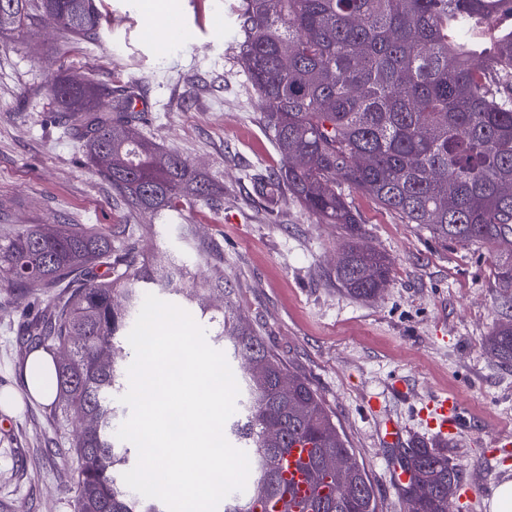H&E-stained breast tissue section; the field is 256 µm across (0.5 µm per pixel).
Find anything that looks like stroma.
<instances>
[{
	"label": "stroma",
	"mask_w": 512,
	"mask_h": 512,
	"mask_svg": "<svg viewBox=\"0 0 512 512\" xmlns=\"http://www.w3.org/2000/svg\"><path fill=\"white\" fill-rule=\"evenodd\" d=\"M232 2L167 0L156 15L147 0H100L117 21L97 37L71 43L43 22L0 36V239L34 224L92 225L140 256L167 252L204 271L220 254L236 310L333 412L378 512H405L386 420L402 426L404 441L426 437L422 403L448 392L463 408L465 430L448 442L462 481L512 480V452L494 449L512 437V368L485 348L493 326L512 316V290L495 281V248L438 242L352 191L362 243L388 258L391 283L368 302L341 291L333 271L344 229L317 223L290 196L271 208L254 193V177L279 157L238 65ZM56 77L134 94L146 106L135 133L204 174L218 190L213 205L129 225L49 92ZM55 295L36 283L0 288V390L23 403L0 409V512H74L78 428L33 400L22 380L33 350L25 326Z\"/></svg>",
	"instance_id": "35a3bbf8"
}]
</instances>
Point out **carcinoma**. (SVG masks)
<instances>
[{"label": "carcinoma", "mask_w": 512, "mask_h": 512, "mask_svg": "<svg viewBox=\"0 0 512 512\" xmlns=\"http://www.w3.org/2000/svg\"><path fill=\"white\" fill-rule=\"evenodd\" d=\"M236 11L237 60L280 158L271 176L254 178V191L273 199L286 190L319 222L345 230L339 287L373 300L390 284L386 256L361 248L362 219L345 184L437 240L494 245L498 286L511 289L512 196L501 188L512 185V0H238ZM37 20L81 40L98 33L101 12L96 0H0V33ZM51 92L129 211L153 220L216 194L178 154L133 135L130 100L116 101L112 115L98 109L103 92L91 83L56 78ZM360 155L368 166L352 162ZM29 282L66 289L26 333L67 351L46 383H55L64 419L93 422L70 448L75 512H162L125 484L131 443L116 436L127 335L148 286L181 297L210 340L241 361L242 398L224 433L247 454L252 478L224 499V512H293L282 460L295 444L308 449L311 512H377L363 468L336 466L350 449L334 415L236 313L224 271L191 276L174 257L131 258L112 249L109 234L60 224L49 236L36 227L0 240V283ZM485 347L512 365L511 318ZM394 457L410 475L400 487L407 512H452L459 469L448 450L414 440Z\"/></svg>", "instance_id": "1"}]
</instances>
